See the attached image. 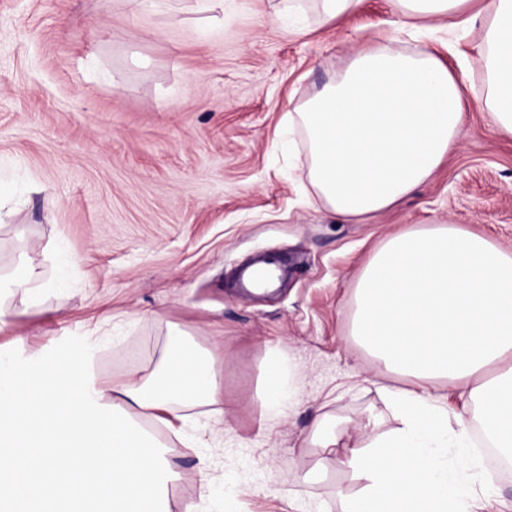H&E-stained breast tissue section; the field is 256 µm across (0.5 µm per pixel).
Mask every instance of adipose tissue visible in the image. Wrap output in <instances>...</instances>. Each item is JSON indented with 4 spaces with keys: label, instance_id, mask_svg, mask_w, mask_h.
<instances>
[{
    "label": "adipose tissue",
    "instance_id": "ef3b65f1",
    "mask_svg": "<svg viewBox=\"0 0 512 512\" xmlns=\"http://www.w3.org/2000/svg\"><path fill=\"white\" fill-rule=\"evenodd\" d=\"M409 36L455 20L464 0H393ZM479 67L498 129L512 135V0H485ZM291 121L305 131L308 182L331 213L383 212L424 184L466 124L459 77L434 53L354 52ZM352 333L383 366L415 380L386 397L395 427L360 424L342 465L358 482L346 512H474L492 476L449 417L441 382L463 387L496 448L512 458V252L450 225L390 236L360 275ZM0 353V512H170L162 444L128 412L203 404L220 412L215 359L181 334L146 376L98 381L87 357ZM297 381L273 364L262 403L279 417Z\"/></svg>",
    "mask_w": 512,
    "mask_h": 512
}]
</instances>
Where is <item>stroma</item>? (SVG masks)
I'll list each match as a JSON object with an SVG mask.
<instances>
[{"mask_svg": "<svg viewBox=\"0 0 512 512\" xmlns=\"http://www.w3.org/2000/svg\"><path fill=\"white\" fill-rule=\"evenodd\" d=\"M280 5L0 0V276L29 263L50 285L41 307L15 306L0 349L65 350L99 327L105 382L154 369L176 328L212 351L221 423L203 406L141 422L177 472L171 512L199 499L207 512H343L358 484L338 464L344 445L312 443L317 420L391 428L382 386L413 385L351 333L364 265L388 236L442 224L512 249V137L489 113L479 25L430 23L466 73L461 149L390 209L350 219L304 192L306 142L288 114L407 18L363 0L330 23L307 10L297 35ZM257 253L286 257L291 275L244 297L231 274ZM275 360L300 385L272 420L260 393Z\"/></svg>", "mask_w": 512, "mask_h": 512, "instance_id": "stroma-1", "label": "stroma"}]
</instances>
